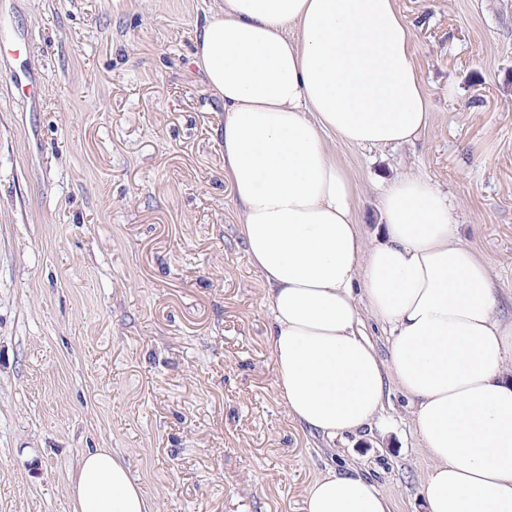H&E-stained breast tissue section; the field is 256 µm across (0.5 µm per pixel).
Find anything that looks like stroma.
Segmentation results:
<instances>
[{"mask_svg": "<svg viewBox=\"0 0 512 512\" xmlns=\"http://www.w3.org/2000/svg\"><path fill=\"white\" fill-rule=\"evenodd\" d=\"M431 121L332 141L370 244L415 173L512 315V0H397ZM213 0H0V512H72L81 453L118 450L158 512H303L327 468L425 512L414 403L327 440L277 397L263 284L224 179V105L193 63ZM38 86L20 95L18 84Z\"/></svg>", "mask_w": 512, "mask_h": 512, "instance_id": "1", "label": "stroma"}]
</instances>
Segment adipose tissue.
<instances>
[{"label":"adipose tissue","instance_id":"1","mask_svg":"<svg viewBox=\"0 0 512 512\" xmlns=\"http://www.w3.org/2000/svg\"><path fill=\"white\" fill-rule=\"evenodd\" d=\"M194 62L224 102V175L266 288L276 391L289 415L333 439L370 427L386 379L414 401L432 467L427 512H512V318L485 263L455 237V208L425 179L380 201L368 246L354 187L325 133L357 147L413 142L428 126L397 0H222L197 26ZM387 325L380 361L355 302ZM73 512H157L119 455L82 454ZM304 512H392L359 475L329 469Z\"/></svg>","mask_w":512,"mask_h":512}]
</instances>
